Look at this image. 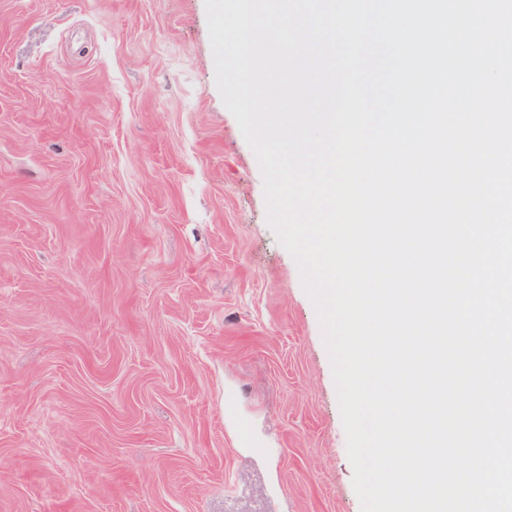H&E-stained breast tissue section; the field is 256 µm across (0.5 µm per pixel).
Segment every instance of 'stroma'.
<instances>
[{"instance_id": "stroma-1", "label": "stroma", "mask_w": 512, "mask_h": 512, "mask_svg": "<svg viewBox=\"0 0 512 512\" xmlns=\"http://www.w3.org/2000/svg\"><path fill=\"white\" fill-rule=\"evenodd\" d=\"M0 512H361L204 0H0Z\"/></svg>"}]
</instances>
